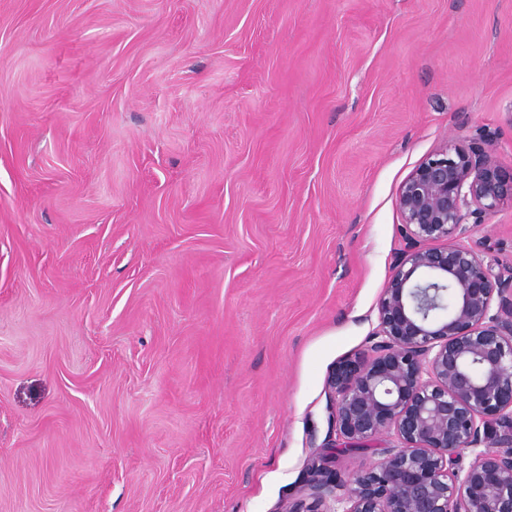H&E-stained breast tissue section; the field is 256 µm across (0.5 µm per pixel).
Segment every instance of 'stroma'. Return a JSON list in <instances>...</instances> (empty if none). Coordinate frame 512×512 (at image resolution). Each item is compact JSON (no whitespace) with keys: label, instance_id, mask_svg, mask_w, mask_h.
Returning <instances> with one entry per match:
<instances>
[{"label":"stroma","instance_id":"1","mask_svg":"<svg viewBox=\"0 0 512 512\" xmlns=\"http://www.w3.org/2000/svg\"><path fill=\"white\" fill-rule=\"evenodd\" d=\"M512 166V0H0V512H278L448 142ZM512 269V206L472 228Z\"/></svg>","mask_w":512,"mask_h":512}]
</instances>
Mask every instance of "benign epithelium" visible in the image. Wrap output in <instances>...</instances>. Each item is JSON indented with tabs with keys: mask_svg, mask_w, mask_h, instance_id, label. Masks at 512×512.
Instances as JSON below:
<instances>
[{
	"mask_svg": "<svg viewBox=\"0 0 512 512\" xmlns=\"http://www.w3.org/2000/svg\"><path fill=\"white\" fill-rule=\"evenodd\" d=\"M512 205V168L479 142L449 143L403 181L404 249L378 301V341L327 378L340 443L281 512H512V282L493 274L469 220ZM438 246L429 247L427 243ZM497 312H492V308ZM394 430L403 447L344 480L329 464ZM484 447L462 466L465 451ZM341 496L331 497L336 487Z\"/></svg>",
	"mask_w": 512,
	"mask_h": 512,
	"instance_id": "1",
	"label": "benign epithelium"
}]
</instances>
